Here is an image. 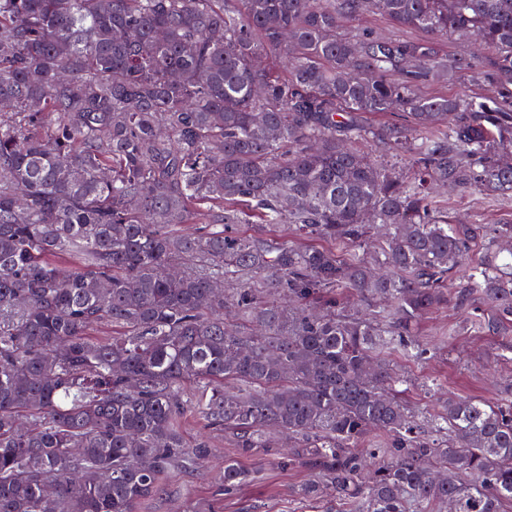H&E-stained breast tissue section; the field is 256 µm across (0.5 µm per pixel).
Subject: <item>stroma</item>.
Here are the masks:
<instances>
[{
    "label": "stroma",
    "mask_w": 512,
    "mask_h": 512,
    "mask_svg": "<svg viewBox=\"0 0 512 512\" xmlns=\"http://www.w3.org/2000/svg\"><path fill=\"white\" fill-rule=\"evenodd\" d=\"M441 201L450 216L471 224H494L512 219V196L480 190L442 192ZM424 358L392 357L394 371L408 382V398L416 409L415 420L426 424L447 397L492 400L505 380H512V360L502 352L512 345V333L490 336L471 325L455 305H447L421 317L414 327ZM187 443L207 435L209 453L188 472L176 471L164 481L162 494L141 502L138 512H323L324 506L302 500L298 488L313 478L314 468L305 462L288 464L277 449L240 455L231 439L208 432L203 420L186 411L183 425ZM238 460L251 482L236 493L224 492V462Z\"/></svg>",
    "instance_id": "1"
}]
</instances>
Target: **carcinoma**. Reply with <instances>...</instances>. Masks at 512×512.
Returning <instances> with one entry per match:
<instances>
[{"label": "carcinoma", "mask_w": 512, "mask_h": 512, "mask_svg": "<svg viewBox=\"0 0 512 512\" xmlns=\"http://www.w3.org/2000/svg\"><path fill=\"white\" fill-rule=\"evenodd\" d=\"M368 8L430 38L361 33ZM469 34L480 66L438 43ZM441 77L489 94L419 92ZM509 154L512 0H0V512H136L207 450L182 443L188 382L242 453L288 434L323 477L303 499L507 512L512 396L450 397L425 430L368 364L422 358L415 322L450 297L503 330L512 224L453 222L431 185L512 193ZM255 217L289 239L237 235ZM342 288L391 304L361 318ZM248 480L224 461V490ZM365 151L372 160H383L397 171L406 173L410 167L409 154L405 151L391 152L381 144H371L365 148Z\"/></svg>", "instance_id": "1"}]
</instances>
